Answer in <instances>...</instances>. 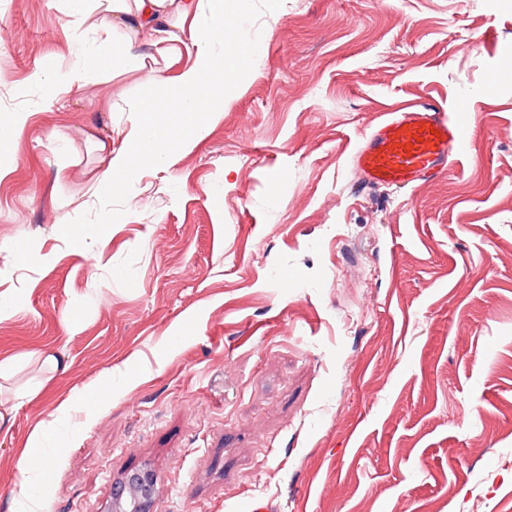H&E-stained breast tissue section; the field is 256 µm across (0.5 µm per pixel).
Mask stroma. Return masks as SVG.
<instances>
[{"instance_id": "stroma-1", "label": "stroma", "mask_w": 512, "mask_h": 512, "mask_svg": "<svg viewBox=\"0 0 512 512\" xmlns=\"http://www.w3.org/2000/svg\"><path fill=\"white\" fill-rule=\"evenodd\" d=\"M236 29L262 53L223 111L112 192L142 72L49 88L100 37L0 0V112H30L0 155V512L64 400L38 512H108L140 469L154 512H512V0H246ZM429 100L474 155L366 182L359 146Z\"/></svg>"}]
</instances>
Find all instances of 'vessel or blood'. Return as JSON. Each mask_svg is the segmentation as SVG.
I'll list each match as a JSON object with an SVG mask.
<instances>
[{
  "mask_svg": "<svg viewBox=\"0 0 512 512\" xmlns=\"http://www.w3.org/2000/svg\"><path fill=\"white\" fill-rule=\"evenodd\" d=\"M471 127L466 108L451 117L434 103L410 105L382 120L355 162L367 181L407 185L444 171L449 152L469 157L474 149Z\"/></svg>",
  "mask_w": 512,
  "mask_h": 512,
  "instance_id": "vessel-or-blood-1",
  "label": "vessel or blood"
}]
</instances>
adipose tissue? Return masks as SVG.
Instances as JSON below:
<instances>
[{"label": "adipose tissue", "mask_w": 512, "mask_h": 512, "mask_svg": "<svg viewBox=\"0 0 512 512\" xmlns=\"http://www.w3.org/2000/svg\"><path fill=\"white\" fill-rule=\"evenodd\" d=\"M88 30L104 32L111 50L86 51L64 77L66 88L107 82L126 68L145 71L127 109L139 113L112 146L100 182L126 185L136 159L149 154L163 165L177 148L191 144L208 114L223 109L216 72L246 67L261 51L236 36L238 0H73Z\"/></svg>", "instance_id": "1"}]
</instances>
